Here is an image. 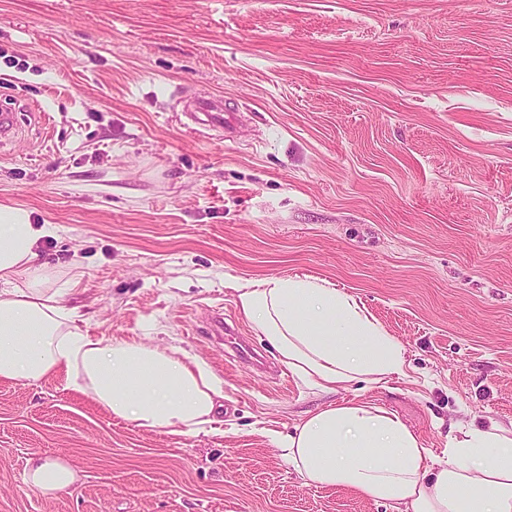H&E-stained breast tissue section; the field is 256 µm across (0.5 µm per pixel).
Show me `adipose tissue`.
Wrapping results in <instances>:
<instances>
[{"instance_id":"ef3b65f1","label":"adipose tissue","mask_w":512,"mask_h":512,"mask_svg":"<svg viewBox=\"0 0 512 512\" xmlns=\"http://www.w3.org/2000/svg\"><path fill=\"white\" fill-rule=\"evenodd\" d=\"M27 210L0 206V379L35 384L52 374L83 380L98 405L151 431L180 434L212 422L220 381L191 355L142 342L83 334L47 287L39 243L54 236ZM237 305L282 363L324 393L378 384L400 373L402 347L352 296L301 277L238 285ZM302 478L349 488L394 512H512V424L494 420L452 436L434 455L396 413L363 400L311 413L285 441ZM75 471L29 460L23 481L46 494L67 491Z\"/></svg>"}]
</instances>
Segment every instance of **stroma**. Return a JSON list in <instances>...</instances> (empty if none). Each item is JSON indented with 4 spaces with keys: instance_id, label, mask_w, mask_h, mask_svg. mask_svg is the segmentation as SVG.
Wrapping results in <instances>:
<instances>
[{
    "instance_id": "obj_1",
    "label": "stroma",
    "mask_w": 512,
    "mask_h": 512,
    "mask_svg": "<svg viewBox=\"0 0 512 512\" xmlns=\"http://www.w3.org/2000/svg\"><path fill=\"white\" fill-rule=\"evenodd\" d=\"M210 96L234 140L184 115ZM1 109L0 205L57 227L49 287L89 336L195 356L224 422L149 431L64 376L0 379V512H393L301 478L286 436L356 398L437 453L512 421V0H0ZM294 275L354 296L401 373L329 395L288 372L235 289ZM39 456L79 482L25 486Z\"/></svg>"
}]
</instances>
